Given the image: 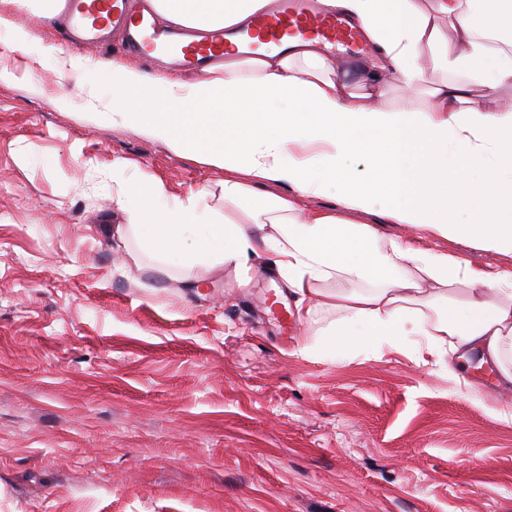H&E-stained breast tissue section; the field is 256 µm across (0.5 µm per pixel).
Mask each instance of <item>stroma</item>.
<instances>
[{
	"mask_svg": "<svg viewBox=\"0 0 512 512\" xmlns=\"http://www.w3.org/2000/svg\"><path fill=\"white\" fill-rule=\"evenodd\" d=\"M0 512H512V420L495 395L500 366L410 355L334 357L302 345L310 318L291 292L283 328L269 310L266 263L162 272L115 201L112 164L159 178L170 196L220 205L223 170L133 127L100 121L111 95L0 46ZM463 73L426 67L386 106H426ZM68 95L59 107L60 95ZM93 159L94 168L83 165ZM388 238L487 252L353 212Z\"/></svg>",
	"mask_w": 512,
	"mask_h": 512,
	"instance_id": "1",
	"label": "stroma"
}]
</instances>
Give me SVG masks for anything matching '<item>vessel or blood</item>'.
I'll return each instance as SVG.
<instances>
[{"mask_svg": "<svg viewBox=\"0 0 512 512\" xmlns=\"http://www.w3.org/2000/svg\"><path fill=\"white\" fill-rule=\"evenodd\" d=\"M131 0H64L62 15L72 41L82 46L104 43L111 31L125 33L129 49L144 58L166 52L173 63L188 73L222 62L225 53L257 42L272 48L285 46L291 38L316 39L330 47L355 49L360 33L343 16L319 8L315 0H274L270 8L252 17L232 37L216 33L199 39L188 33L162 28L161 21L146 8L132 9Z\"/></svg>", "mask_w": 512, "mask_h": 512, "instance_id": "vessel-or-blood-1", "label": "vessel or blood"}]
</instances>
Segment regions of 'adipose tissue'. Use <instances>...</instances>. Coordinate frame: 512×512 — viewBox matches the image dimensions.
<instances>
[{
	"label": "adipose tissue",
	"mask_w": 512,
	"mask_h": 512,
	"mask_svg": "<svg viewBox=\"0 0 512 512\" xmlns=\"http://www.w3.org/2000/svg\"><path fill=\"white\" fill-rule=\"evenodd\" d=\"M269 0H151L156 13L180 26L215 31L242 24ZM360 25L379 51L361 88L343 81L337 64L308 41L290 52L260 50L225 57L192 81L137 65L112 62V96L102 117L135 126L179 152L227 171L223 208L204 192L171 197L154 177H123L116 200L143 251L161 268L208 273L217 266L249 268L262 258L298 304L338 316L320 334L336 354L386 346L426 358L467 359L477 349L500 360L512 351V273L492 276L459 255L421 250L384 239L371 225L349 220L383 201L398 224L468 246L512 252V108L491 111L487 98L512 85V54L496 50L474 21L499 26L489 0H322ZM32 8L43 22L55 0H0V42L54 63L65 73L88 59L56 44L34 42L12 11ZM459 50L441 46L442 25ZM443 69L469 72L470 84L443 83L428 107H386L392 83L413 84L422 47ZM371 160L365 180L353 179L350 161ZM258 182L288 185L284 196L258 197ZM334 190L340 210L309 212L300 200ZM253 200L250 224L233 215ZM359 287L332 290L336 279ZM469 295L457 303L456 286Z\"/></svg>",
	"instance_id": "ef3b65f1"
}]
</instances>
